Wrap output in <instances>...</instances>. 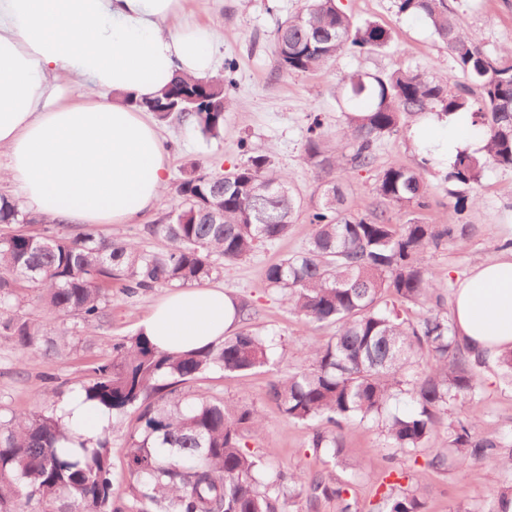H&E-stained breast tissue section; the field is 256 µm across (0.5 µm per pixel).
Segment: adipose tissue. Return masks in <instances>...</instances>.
<instances>
[{"instance_id": "obj_1", "label": "adipose tissue", "mask_w": 512, "mask_h": 512, "mask_svg": "<svg viewBox=\"0 0 512 512\" xmlns=\"http://www.w3.org/2000/svg\"><path fill=\"white\" fill-rule=\"evenodd\" d=\"M182 0H0V171L28 210L57 224H132L153 210L169 178L155 125L127 104L151 98L176 74L214 70L205 28L163 29ZM113 102L76 101L75 86ZM410 138L440 169L485 145L469 115L417 120ZM457 336L495 356L512 349V247L476 263L451 305ZM236 328L232 296L183 287L154 305L138 329L170 354L197 351Z\"/></svg>"}]
</instances>
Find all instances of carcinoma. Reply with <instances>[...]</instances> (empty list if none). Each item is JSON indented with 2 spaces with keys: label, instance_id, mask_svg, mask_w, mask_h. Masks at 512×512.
<instances>
[{
  "label": "carcinoma",
  "instance_id": "1",
  "mask_svg": "<svg viewBox=\"0 0 512 512\" xmlns=\"http://www.w3.org/2000/svg\"><path fill=\"white\" fill-rule=\"evenodd\" d=\"M400 15L418 16L446 44L461 79L436 81L410 69L343 79L344 124L332 134L313 117L303 144L316 173L317 197H304L271 156L240 144L239 162L224 172L192 164L176 186L180 199L166 222L145 231L167 243L156 252L130 239L106 237L86 224L72 233L49 226L30 234L17 224L43 220L0 197V309L31 301L51 316H75L86 328L104 322L112 288L133 298L158 285L199 286L218 278L259 246L288 236L305 217V247L263 269L265 286L306 324L333 330L312 347L311 364L272 380L268 396L289 421L311 427L309 447L341 457L346 433L376 422L392 448L417 452L443 418L449 447L427 460L436 470L464 472L485 461L512 471V432L485 434L478 422L452 417L458 403L480 400L486 355L455 333L448 318L447 285L425 261L431 248L455 238L453 224H423L427 187L418 168L391 165L377 175L378 205L351 209L345 178L372 168L385 138L432 112H467L486 138L485 154L459 155L446 179L469 189L492 165L512 169V51L491 55L472 42L448 12V0H393ZM388 42L372 22L356 24L335 0H306L273 36L278 70L318 69L345 50L372 51ZM228 76H180L158 97L133 101L157 120L191 117L201 133L218 138L234 81ZM421 310L409 320L407 306ZM238 328L203 350L170 355L138 333L112 342V358L92 368L81 404L100 408L127 428V497L115 494L109 435L72 441L63 414L19 413L0 421V512H282L293 488L309 505L336 503V512H359L352 483H327L295 473L288 487L264 479L263 458L245 451V439L263 427L252 406H232L190 389L213 370L245 376L271 364L272 341L252 329L253 310L237 303ZM0 335L20 352L52 358L64 337L49 321L0 315ZM406 395L412 409L388 413ZM382 512H423L417 490L380 483Z\"/></svg>",
  "mask_w": 512,
  "mask_h": 512
}]
</instances>
